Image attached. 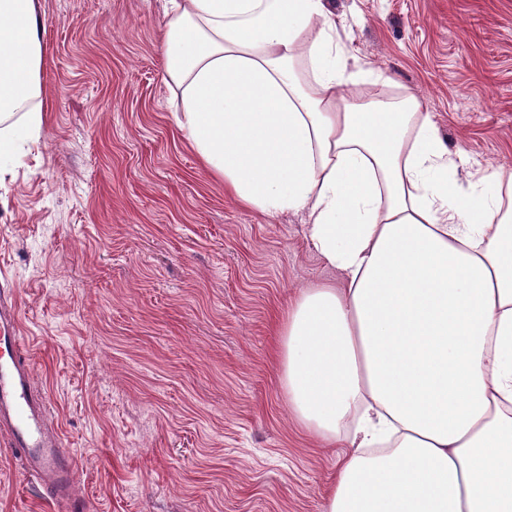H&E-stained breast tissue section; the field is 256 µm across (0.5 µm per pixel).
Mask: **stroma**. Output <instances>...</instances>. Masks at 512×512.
I'll return each instance as SVG.
<instances>
[{
    "instance_id": "1",
    "label": "stroma",
    "mask_w": 512,
    "mask_h": 512,
    "mask_svg": "<svg viewBox=\"0 0 512 512\" xmlns=\"http://www.w3.org/2000/svg\"><path fill=\"white\" fill-rule=\"evenodd\" d=\"M37 2L45 122L0 163V292L86 512H322L338 451L291 416L275 326L341 274L304 215L242 205L178 133L167 0ZM326 4L385 94L423 100L460 182L512 176V0ZM0 512H65L2 439Z\"/></svg>"
}]
</instances>
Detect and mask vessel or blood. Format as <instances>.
Masks as SVG:
<instances>
[{"instance_id": "vessel-or-blood-1", "label": "vessel or blood", "mask_w": 512, "mask_h": 512, "mask_svg": "<svg viewBox=\"0 0 512 512\" xmlns=\"http://www.w3.org/2000/svg\"><path fill=\"white\" fill-rule=\"evenodd\" d=\"M16 306H0V437L18 450L25 473L68 512L81 502L75 454L51 419L46 396L34 386V367L25 351Z\"/></svg>"}]
</instances>
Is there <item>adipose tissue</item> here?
<instances>
[{
	"mask_svg": "<svg viewBox=\"0 0 512 512\" xmlns=\"http://www.w3.org/2000/svg\"><path fill=\"white\" fill-rule=\"evenodd\" d=\"M44 22L0 0V159L37 141ZM176 128L250 208L305 213L342 286L276 327L280 389L342 454L322 512H512V204L459 184L422 101L347 71L325 0H168Z\"/></svg>",
	"mask_w": 512,
	"mask_h": 512,
	"instance_id": "adipose-tissue-1",
	"label": "adipose tissue"
}]
</instances>
